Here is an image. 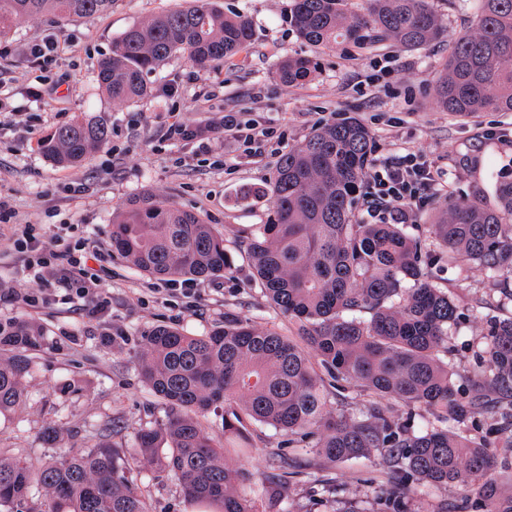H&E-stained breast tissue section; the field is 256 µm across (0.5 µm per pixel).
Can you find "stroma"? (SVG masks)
<instances>
[{"label": "stroma", "mask_w": 512, "mask_h": 512, "mask_svg": "<svg viewBox=\"0 0 512 512\" xmlns=\"http://www.w3.org/2000/svg\"><path fill=\"white\" fill-rule=\"evenodd\" d=\"M209 2L244 10L253 19L249 47L217 70L175 56L149 75L151 94L133 103L107 96L97 80L99 60L126 29L185 0H112L107 13L62 26L26 18L6 42L11 55L0 63V87L7 91L0 99L5 105L0 112V200L7 202L11 218L0 223V322L33 321L44 336L29 354L23 402L0 417V454L23 458L32 469L49 462L56 448H83L103 433L114 445L131 447L141 428L164 419L165 408L142 381L137 364L156 326L202 335L232 314L297 337V325L269 304L245 258L250 232L265 222L271 201L239 207L233 196L241 185L268 182L282 153L320 126L340 115L353 116L371 130L376 153H388L395 145L421 151L447 169L457 199L479 190L491 195L496 182L512 179V112L461 115L437 101L447 39L412 51L390 44L326 49L312 76L288 85L277 75L278 63L311 52L289 24L293 0ZM50 34L71 41V49L49 64L33 63L30 46ZM378 62L390 70L388 87L369 83ZM227 112L277 129L262 161L244 159L231 139L216 140L211 153L203 155L195 142L167 133L169 116L198 126L219 121ZM97 117L106 120L109 140L82 165H57L41 151L40 141L56 127ZM490 127L495 136L481 138ZM146 192L198 213L223 234L235 258L233 275L198 284L196 297L186 299L170 293L169 281L142 274L114 254V216ZM449 198L440 197L419 212L407 232L422 233ZM27 224L47 241L60 225H68V242L82 241L102 255L112 270L101 283L111 300L107 311L89 313L20 271L11 237ZM435 284L453 293L461 312L448 365L471 374L477 369L474 350L490 320L512 316V301L484 271L466 262L446 265ZM51 422L60 429L52 449L43 440ZM302 462L289 479L286 512H347L351 507L375 512L376 496L391 488L384 474L363 459L326 466L310 454ZM128 477L151 512H199L163 474L134 467Z\"/></svg>", "instance_id": "1"}]
</instances>
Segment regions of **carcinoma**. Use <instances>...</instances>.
<instances>
[{"label": "carcinoma", "mask_w": 512, "mask_h": 512, "mask_svg": "<svg viewBox=\"0 0 512 512\" xmlns=\"http://www.w3.org/2000/svg\"><path fill=\"white\" fill-rule=\"evenodd\" d=\"M112 0H0V41L22 18L62 25L100 15ZM475 30L446 35L431 0H365L352 12L345 0H294L290 24L310 47H372L393 42L414 50L448 37V61L436 95L449 112H512V0H476ZM253 38L251 18L208 4L153 16L112 41L98 79L114 101L147 96V74L176 55L217 70ZM313 57L278 65L286 84L307 80ZM108 125L74 122L42 143L57 164L79 165L106 144ZM374 152L370 130L345 118L315 130L288 148L268 183L243 185L238 204L270 197L263 224L252 229L246 254L267 300L299 324L304 344L237 318L200 336L160 325L138 358L141 378L166 406V420L141 429L129 448L99 440L70 448L38 473L0 456V512H149L127 476L128 460L174 481L184 499L218 512H286L282 508L292 458L278 454L277 471L232 465L226 454L249 455L247 423L287 436L329 464L364 458L386 468L393 485H459L458 512H512V316L490 321L476 351L483 371L462 376L448 352L460 312L451 292L433 283L438 261L462 259L483 268L494 283L512 287V180L496 186L497 204L478 193L448 204L422 235L399 224H359L358 196ZM113 252L159 279L209 281L232 273L224 237L191 210L146 192L115 216ZM41 330L19 322L0 326V415L23 400L27 352ZM316 357L325 375L315 372ZM345 382L381 399H396L406 417L379 401L354 413L326 407L325 379ZM221 408L224 446L214 444L198 414ZM418 411L433 420L483 423L454 433L431 427L415 433ZM46 498L33 501V485ZM257 487L258 496L239 493ZM379 512H408L391 493Z\"/></svg>", "instance_id": "obj_1"}]
</instances>
